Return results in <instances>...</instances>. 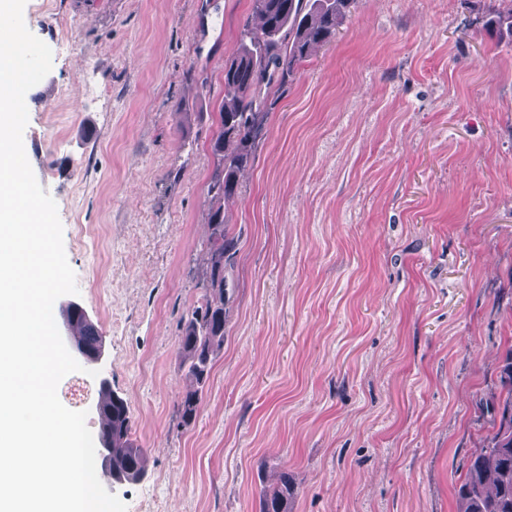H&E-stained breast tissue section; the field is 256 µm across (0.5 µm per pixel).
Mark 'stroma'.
I'll list each match as a JSON object with an SVG mask.
<instances>
[{
    "label": "stroma",
    "mask_w": 512,
    "mask_h": 512,
    "mask_svg": "<svg viewBox=\"0 0 512 512\" xmlns=\"http://www.w3.org/2000/svg\"><path fill=\"white\" fill-rule=\"evenodd\" d=\"M503 0H353L271 84L236 194L210 140L251 0H26L53 53L24 141L54 199L72 298L104 355L80 410L122 397L147 473L128 512H457L512 343V36ZM239 237L224 344L190 425L178 339ZM296 494V486L288 469L281 471L278 483L262 493L261 512H288V504Z\"/></svg>",
    "instance_id": "stroma-1"
}]
</instances>
